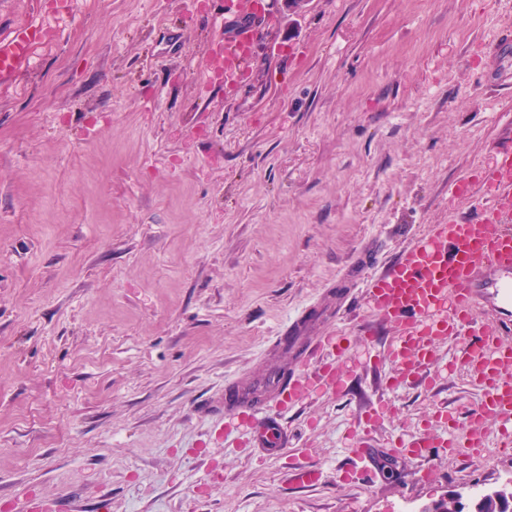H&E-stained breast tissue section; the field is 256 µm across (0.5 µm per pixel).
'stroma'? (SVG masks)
Here are the masks:
<instances>
[{"instance_id":"35a3bbf8","label":"stroma","mask_w":512,"mask_h":512,"mask_svg":"<svg viewBox=\"0 0 512 512\" xmlns=\"http://www.w3.org/2000/svg\"><path fill=\"white\" fill-rule=\"evenodd\" d=\"M276 57L232 106L203 78L224 0H0L36 24L0 87V512H423L512 487V454H387L482 392L443 344L438 383L386 392L389 342L329 317L358 255L387 264L429 225L479 220L512 126V0H270ZM469 182L463 198L454 184ZM351 335L346 390L286 425L301 456L226 447L224 383L291 367L281 328ZM376 479L344 481L368 406ZM322 472L297 483L302 460Z\"/></svg>"}]
</instances>
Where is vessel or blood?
Instances as JSON below:
<instances>
[{
  "label": "vessel or blood",
  "instance_id": "obj_1",
  "mask_svg": "<svg viewBox=\"0 0 512 512\" xmlns=\"http://www.w3.org/2000/svg\"><path fill=\"white\" fill-rule=\"evenodd\" d=\"M239 18L235 32L207 50L209 69L224 79V100L232 102L249 71L251 50L268 43V32L259 20L255 0H237ZM42 37L40 26L0 40V81L10 80L29 68L33 48ZM494 192L488 216L479 222L452 220L430 225L426 235L404 249L382 270L362 275L371 252L357 259L350 276L378 323H364L360 331L376 336L379 324L395 329L386 353L377 355L384 368L378 378L395 390L417 380L434 383L439 364L438 348L452 336H466L461 363L484 390V398L463 432L453 430L446 415L434 412L426 433L401 440L393 455L421 459L429 449L461 450L512 447V346L503 338L512 334V145L503 147L495 168L482 176ZM485 301L492 318L477 322L478 301ZM313 320L305 312L290 319L284 331L298 356L290 371L271 377L239 378L227 383L224 403L250 426L248 443L272 455L288 447L281 419L316 388L331 395L344 392L343 363L348 339L314 336ZM497 424L487 437L482 420ZM350 478L372 474L375 463L367 443L352 449Z\"/></svg>",
  "mask_w": 512,
  "mask_h": 512
}]
</instances>
